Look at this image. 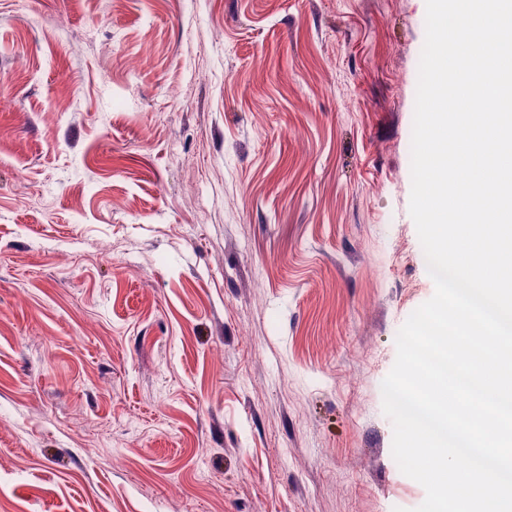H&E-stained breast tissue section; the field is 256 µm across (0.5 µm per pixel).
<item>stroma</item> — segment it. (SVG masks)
Wrapping results in <instances>:
<instances>
[{
    "instance_id": "stroma-1",
    "label": "stroma",
    "mask_w": 512,
    "mask_h": 512,
    "mask_svg": "<svg viewBox=\"0 0 512 512\" xmlns=\"http://www.w3.org/2000/svg\"><path fill=\"white\" fill-rule=\"evenodd\" d=\"M426 0H0V512H414L381 384Z\"/></svg>"
}]
</instances>
